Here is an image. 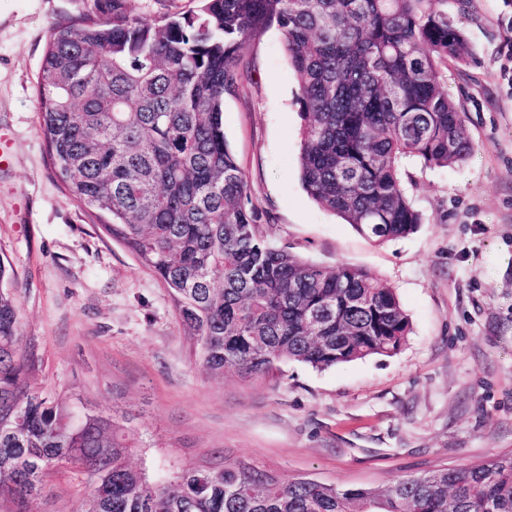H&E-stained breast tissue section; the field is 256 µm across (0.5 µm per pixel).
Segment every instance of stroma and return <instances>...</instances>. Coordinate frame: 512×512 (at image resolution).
I'll list each match as a JSON object with an SVG mask.
<instances>
[{
	"label": "stroma",
	"mask_w": 512,
	"mask_h": 512,
	"mask_svg": "<svg viewBox=\"0 0 512 512\" xmlns=\"http://www.w3.org/2000/svg\"><path fill=\"white\" fill-rule=\"evenodd\" d=\"M89 5L0 0V257L13 268L30 391L128 419L135 466L148 444L192 462L219 449L283 481L380 490L512 454V0H443L473 49L445 70L473 151L456 166H406L422 222L384 244L303 190L298 76L279 27L254 45L249 81L224 98V136L260 232L322 266L367 268L411 324L392 356L324 371L285 361L263 378L206 372L161 281L68 198L49 163L37 74L51 29ZM88 497L80 476L56 475L33 509L83 512Z\"/></svg>",
	"instance_id": "stroma-1"
}]
</instances>
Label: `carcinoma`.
<instances>
[{"label":"carcinoma","instance_id":"1","mask_svg":"<svg viewBox=\"0 0 512 512\" xmlns=\"http://www.w3.org/2000/svg\"><path fill=\"white\" fill-rule=\"evenodd\" d=\"M199 2L150 23L129 0H91L104 19L52 28L38 117L69 197L160 279L214 376L397 353L410 321L392 287L258 234L224 138V96L248 77L252 43L277 25L300 83L304 191L360 234L398 240L421 224L404 162L447 167L471 151L442 73L470 56L463 32L442 0ZM10 278L0 260V512H33L46 478L65 472L90 488L84 512H512V456L382 491L283 482L228 460L134 467L115 418L28 391Z\"/></svg>","mask_w":512,"mask_h":512}]
</instances>
